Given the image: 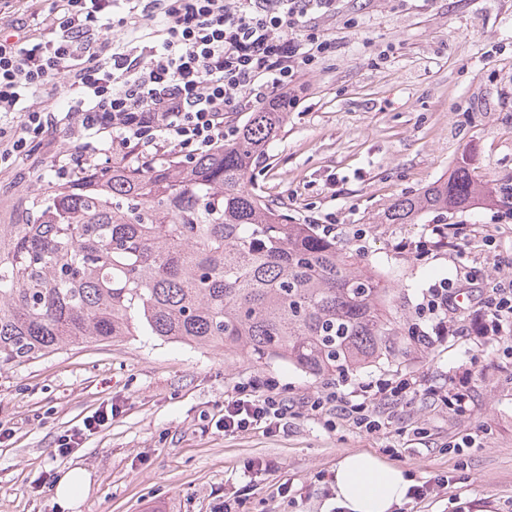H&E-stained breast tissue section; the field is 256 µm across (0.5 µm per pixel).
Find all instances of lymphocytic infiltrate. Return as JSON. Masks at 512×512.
<instances>
[{"label": "lymphocytic infiltrate", "mask_w": 512, "mask_h": 512, "mask_svg": "<svg viewBox=\"0 0 512 512\" xmlns=\"http://www.w3.org/2000/svg\"><path fill=\"white\" fill-rule=\"evenodd\" d=\"M125 16L113 0H51L58 23L27 31L18 12L24 0H0V20L12 36L0 37V173L41 154L61 180L84 178L94 154L107 147L114 161L148 165L173 154L190 160L223 147L248 106L276 110L330 54L335 40L311 18L336 13V0H126ZM160 14L153 45L113 41L112 30L135 31L142 16ZM70 105L54 109L58 86ZM461 228L428 225L400 251L417 256L442 249L465 255ZM455 288L432 285L414 309V332L425 347L449 337L487 335L512 323V282L493 288L462 325L449 319ZM416 377L327 384L315 395L289 398L275 378L239 383L224 401L225 434L259 429L275 434L301 410L367 432L381 429L377 409L413 408L425 396Z\"/></svg>", "instance_id": "obj_1"}]
</instances>
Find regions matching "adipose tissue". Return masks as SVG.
<instances>
[{
    "label": "adipose tissue",
    "mask_w": 512,
    "mask_h": 512,
    "mask_svg": "<svg viewBox=\"0 0 512 512\" xmlns=\"http://www.w3.org/2000/svg\"><path fill=\"white\" fill-rule=\"evenodd\" d=\"M332 502L341 512H393L409 484L402 469L370 452L344 454L332 471Z\"/></svg>",
    "instance_id": "obj_1"
}]
</instances>
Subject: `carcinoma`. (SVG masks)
Masks as SVG:
<instances>
[{"label":"carcinoma","mask_w":512,"mask_h":512,"mask_svg":"<svg viewBox=\"0 0 512 512\" xmlns=\"http://www.w3.org/2000/svg\"><path fill=\"white\" fill-rule=\"evenodd\" d=\"M287 114L253 112L223 148L191 161L114 165L78 183L39 173V188L0 219V367L126 336L319 378L408 355L415 336L388 317L380 276L249 187ZM479 199L512 206V181L460 165L384 221Z\"/></svg>","instance_id":"obj_1"}]
</instances>
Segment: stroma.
Returning a JSON list of instances; mask_svg holds the SVG:
<instances>
[{"label":"stroma","mask_w":512,"mask_h":512,"mask_svg":"<svg viewBox=\"0 0 512 512\" xmlns=\"http://www.w3.org/2000/svg\"><path fill=\"white\" fill-rule=\"evenodd\" d=\"M351 17L356 27H346ZM320 25L340 47L297 87L287 122L251 170L252 188L296 223L335 218L338 247L382 275L388 311L405 323L425 289L460 274L452 255L419 260L396 243L428 224L497 223L493 245L467 249L469 265L484 272L454 315L468 318L497 281L512 279V222H495L487 203L409 224L380 218L462 163L487 180L512 177V0H336L335 17ZM466 372L463 417L427 399L373 434L301 416L284 434L229 436L217 423L238 382L267 374L300 396L322 381L285 363L257 367L148 336L67 346L0 368V512H61L52 483L73 467L90 484L68 512H218L241 494L242 512H327L324 477L354 451L398 465L414 484L448 477L437 495L394 512H458L462 503L512 512V360L495 336L416 348L348 381L411 374L442 391ZM108 404L119 409L112 421L75 452L54 453L59 435ZM465 437L475 447H461ZM258 458L276 468L249 479Z\"/></svg>","instance_id":"1"}]
</instances>
